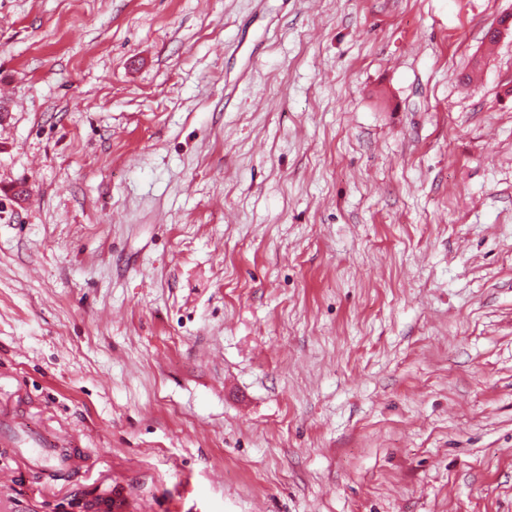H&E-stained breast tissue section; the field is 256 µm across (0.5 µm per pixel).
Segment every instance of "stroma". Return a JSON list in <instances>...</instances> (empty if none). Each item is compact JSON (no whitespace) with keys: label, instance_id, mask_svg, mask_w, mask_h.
Instances as JSON below:
<instances>
[{"label":"stroma","instance_id":"obj_1","mask_svg":"<svg viewBox=\"0 0 512 512\" xmlns=\"http://www.w3.org/2000/svg\"><path fill=\"white\" fill-rule=\"evenodd\" d=\"M512 0H0V512H512ZM0 445L9 448H25L30 459L50 472L78 471L85 463L84 457L75 448L76 441L69 435L46 440L30 431L16 415L8 420L0 433Z\"/></svg>","mask_w":512,"mask_h":512}]
</instances>
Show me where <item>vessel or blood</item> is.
I'll return each mask as SVG.
<instances>
[{"label":"vessel or blood","mask_w":512,"mask_h":512,"mask_svg":"<svg viewBox=\"0 0 512 512\" xmlns=\"http://www.w3.org/2000/svg\"><path fill=\"white\" fill-rule=\"evenodd\" d=\"M0 445L22 448L30 459L48 471H78L85 459L76 447L74 437L61 435L47 440L30 431L20 417H11L5 427L0 428Z\"/></svg>","instance_id":"vessel-or-blood-1"}]
</instances>
